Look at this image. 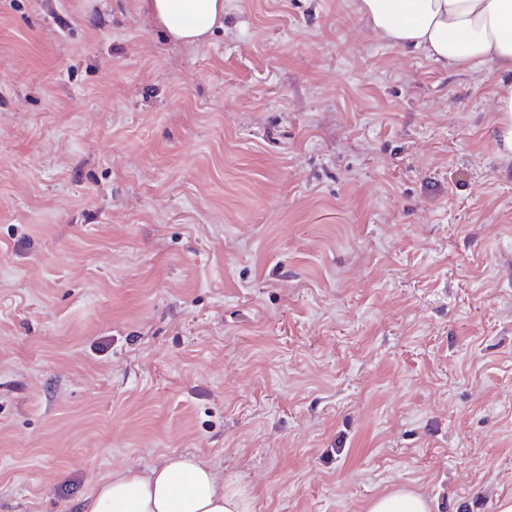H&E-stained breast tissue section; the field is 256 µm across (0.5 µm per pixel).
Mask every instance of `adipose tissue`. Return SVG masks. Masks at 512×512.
Wrapping results in <instances>:
<instances>
[{
  "label": "adipose tissue",
  "mask_w": 512,
  "mask_h": 512,
  "mask_svg": "<svg viewBox=\"0 0 512 512\" xmlns=\"http://www.w3.org/2000/svg\"><path fill=\"white\" fill-rule=\"evenodd\" d=\"M140 10L191 45L224 25V0H140ZM359 11L374 31L444 69L488 62L512 71V0H359ZM78 512H252V500L236 475L178 455L103 478Z\"/></svg>",
  "instance_id": "adipose-tissue-1"
}]
</instances>
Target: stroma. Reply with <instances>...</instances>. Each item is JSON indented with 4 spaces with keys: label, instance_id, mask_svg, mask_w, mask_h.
I'll return each instance as SVG.
<instances>
[{
    "label": "stroma",
    "instance_id": "1",
    "mask_svg": "<svg viewBox=\"0 0 512 512\" xmlns=\"http://www.w3.org/2000/svg\"><path fill=\"white\" fill-rule=\"evenodd\" d=\"M512 72L358 0H0V512L193 454L253 512L512 497ZM141 13L163 28L169 39L201 44L224 26V0H139ZM497 113H506L510 117V129L505 133L497 132L496 147L500 156L511 158L512 160V84H505L501 87V92L497 97ZM368 512H432L430 501L404 487H396L374 498Z\"/></svg>",
    "mask_w": 512,
    "mask_h": 512
}]
</instances>
